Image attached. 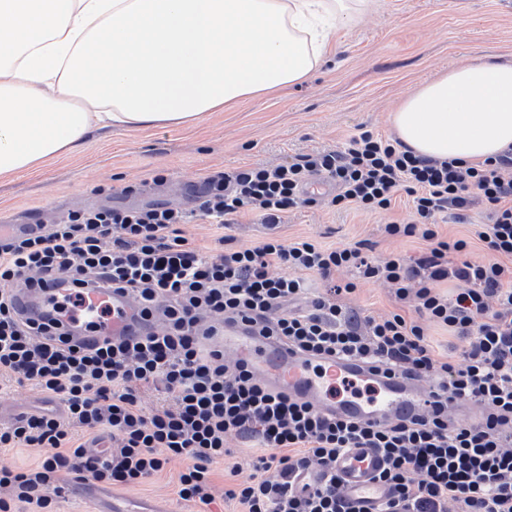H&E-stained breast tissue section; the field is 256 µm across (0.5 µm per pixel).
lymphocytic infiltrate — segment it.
Listing matches in <instances>:
<instances>
[{"mask_svg":"<svg viewBox=\"0 0 512 512\" xmlns=\"http://www.w3.org/2000/svg\"><path fill=\"white\" fill-rule=\"evenodd\" d=\"M316 177L336 185L331 203L340 209L386 211L406 192L413 221L384 232L419 238L425 251L377 262L361 242L331 248L276 235L212 249L185 236L190 215L169 203L73 210L41 234L0 237V397L29 383L62 408L0 425V454L46 452L36 467L0 468V512H53L65 475L128 487L175 460L184 463L176 494L199 512H212L220 494L243 512H352L335 469L351 448L382 460L376 479L388 496L379 512H512V152L478 163L425 159L364 131L341 151L212 171L196 210L219 229L250 214L275 227L291 209L314 204L307 187ZM476 199L487 223L443 236L437 216L469 224ZM477 247L485 259H472ZM343 269L354 280L333 283ZM311 274L329 288L310 295ZM61 280L71 285L66 310L81 305L83 288H109L130 294L141 317L161 326L86 348L59 321L21 315L18 289ZM361 280L391 284L393 310L376 318L348 305ZM449 281L455 289L441 292ZM238 318L301 353L430 378L428 415L377 426L270 391L215 342L218 322ZM433 325L456 337L453 352L436 347ZM452 403L476 404L482 414L457 421ZM234 437L257 448L250 472L235 466L216 475ZM310 469L320 483L300 486Z\"/></svg>","mask_w":512,"mask_h":512,"instance_id":"lymphocytic-infiltrate-1","label":"lymphocytic infiltrate"}]
</instances>
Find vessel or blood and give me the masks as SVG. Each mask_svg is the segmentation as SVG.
<instances>
[{
	"mask_svg": "<svg viewBox=\"0 0 512 512\" xmlns=\"http://www.w3.org/2000/svg\"><path fill=\"white\" fill-rule=\"evenodd\" d=\"M61 294L57 288L23 290L28 310L46 317ZM73 340L104 343L143 331L136 303L107 288H89L78 312L62 319ZM224 354L246 360L253 376L277 392H285L317 410L335 416L385 425L428 410L423 381L398 373L372 372L346 361H324L288 351L274 341L253 335L241 322H228L220 338ZM380 457L371 449L354 448L336 461L345 496L357 512H378L387 491L376 480Z\"/></svg>",
	"mask_w": 512,
	"mask_h": 512,
	"instance_id": "vessel-or-blood-1",
	"label": "vessel or blood"
}]
</instances>
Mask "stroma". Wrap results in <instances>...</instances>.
<instances>
[{
  "mask_svg": "<svg viewBox=\"0 0 512 512\" xmlns=\"http://www.w3.org/2000/svg\"><path fill=\"white\" fill-rule=\"evenodd\" d=\"M331 57L304 82L211 113L185 128L102 131L78 154L60 157L34 173L0 180V225L38 224L92 206L169 202L194 209L205 173L241 165L283 164L297 155L342 149L369 130L389 137V114L415 85L470 58L512 62V0H379L376 11L330 37ZM167 182L153 184L156 171ZM411 218V202L398 194L391 210H339L328 202L289 212L279 232L310 237L328 247L366 242L375 260L415 257V238H390L385 224ZM184 231L214 245L225 235L249 247L269 235L247 215L217 230L193 217ZM180 462L154 480L124 488L68 483L57 512H196L179 500Z\"/></svg>",
  "mask_w": 512,
  "mask_h": 512,
  "instance_id": "stroma-1",
  "label": "stroma"
}]
</instances>
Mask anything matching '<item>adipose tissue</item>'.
<instances>
[{
    "label": "adipose tissue",
    "mask_w": 512,
    "mask_h": 512,
    "mask_svg": "<svg viewBox=\"0 0 512 512\" xmlns=\"http://www.w3.org/2000/svg\"><path fill=\"white\" fill-rule=\"evenodd\" d=\"M375 0H0V178L101 128L191 126L304 81L333 25ZM416 156L481 162L512 148V63L478 59L390 115Z\"/></svg>",
    "instance_id": "ef3b65f1"
}]
</instances>
